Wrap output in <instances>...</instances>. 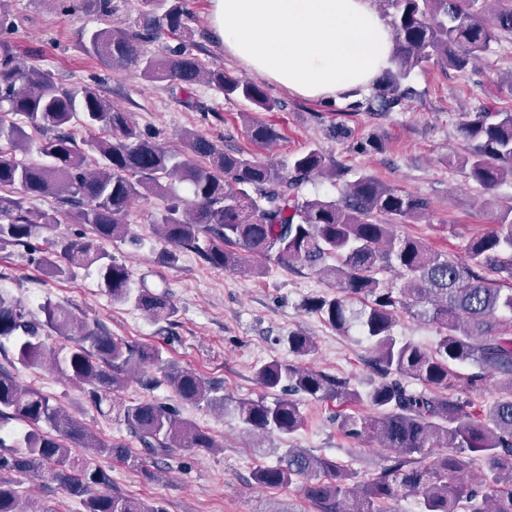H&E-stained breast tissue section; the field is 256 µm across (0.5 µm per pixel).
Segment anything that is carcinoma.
<instances>
[{
	"instance_id": "obj_1",
	"label": "carcinoma",
	"mask_w": 512,
	"mask_h": 512,
	"mask_svg": "<svg viewBox=\"0 0 512 512\" xmlns=\"http://www.w3.org/2000/svg\"><path fill=\"white\" fill-rule=\"evenodd\" d=\"M389 14L396 48L388 69L371 94L352 108L392 112L412 96L405 84L411 72L434 60L465 73L483 57L499 33H512V0H380ZM185 0H172L162 20L141 32L117 27L92 31L84 48L114 68L150 82H171L187 94L199 84L213 85L227 98L244 99L264 111L282 107L265 89L222 70H210L193 54L194 32L186 24ZM166 30L176 41L166 53L150 55L141 45ZM86 131L78 141L72 121ZM250 139L267 146L276 129L247 119ZM466 152L458 165L468 179L487 191L512 179V109L479 107L464 113L458 127ZM42 136L44 164H28L17 154L28 151L33 134ZM186 152L165 147L133 124L98 88L66 87L54 75L17 55L0 38V249L36 248L38 263L51 277L74 269H95L99 287L114 302H133L155 321H167L177 309L164 292L131 288L132 273L102 246L123 237L125 219L150 194L168 203L154 218L159 236L192 248L205 262L228 272L238 270L243 254L266 261L317 268L337 291L304 302L340 333L356 326L372 345L382 379L359 390L298 362L273 360L255 371L267 395L232 405L218 388L193 370L162 359L150 345L131 346L101 325L78 318L52 303L35 318L21 302L0 290V350L12 345L25 367L49 364L59 376L84 386L102 413L114 414L140 445L93 436L76 417L46 395L20 386L0 370V430L18 421L28 430L22 450L0 455V512H65L62 503L31 509L14 481L15 472L57 482L80 502L82 512H162L144 501L112 493V477L72 452L74 443L93 455L109 456L131 467L163 460L174 448L212 452L221 444L176 409L153 400L114 399L129 374L157 367L184 403L209 411H232L244 429L260 438H286L303 424L300 403L283 393L356 403L369 413H346L340 430L369 434L390 450L388 464L368 482L332 458L302 448H287L272 465L253 472L256 485L279 488L301 484L303 495L322 512H388L383 504L409 491L420 498L421 512H512V204L498 227L471 238L466 260L428 249L421 241L396 233L429 210L426 198L385 185L370 175L345 184L339 199L306 198L301 186L311 179L342 175L317 149L293 156L289 174L278 165L228 153L213 141L185 131ZM186 185L189 197L170 191L163 180ZM55 198L72 210L76 224H86L92 238L55 235L56 212L30 203ZM395 270L405 282L396 290L378 277ZM438 325L442 336L429 352L393 333L400 312ZM63 339L47 346L49 332ZM288 350L298 358L314 354L316 344L299 332L288 336ZM477 369L468 382L491 378L505 392L488 412L470 417L467 404L432 392L416 391L400 381L446 388L453 367ZM444 452L434 454L435 449ZM483 464L485 479L473 487L460 479L471 459Z\"/></svg>"
}]
</instances>
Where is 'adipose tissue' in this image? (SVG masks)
Returning a JSON list of instances; mask_svg holds the SVG:
<instances>
[{
    "instance_id": "obj_1",
    "label": "adipose tissue",
    "mask_w": 512,
    "mask_h": 512,
    "mask_svg": "<svg viewBox=\"0 0 512 512\" xmlns=\"http://www.w3.org/2000/svg\"><path fill=\"white\" fill-rule=\"evenodd\" d=\"M209 23L225 53L309 99L369 86L395 43L370 0H211Z\"/></svg>"
}]
</instances>
